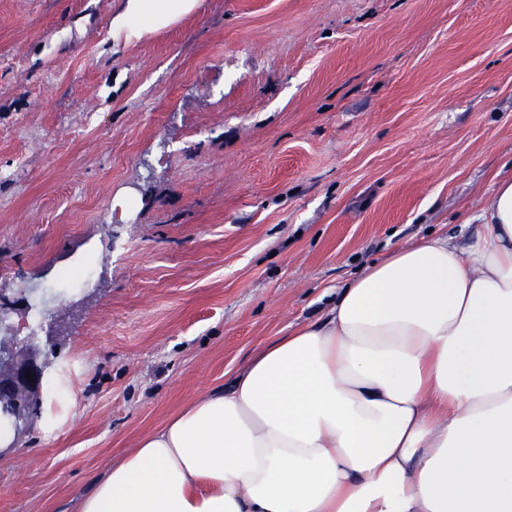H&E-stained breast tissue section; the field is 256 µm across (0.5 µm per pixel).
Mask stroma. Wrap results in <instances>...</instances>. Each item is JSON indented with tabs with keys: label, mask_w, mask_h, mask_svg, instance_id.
Segmentation results:
<instances>
[{
	"label": "stroma",
	"mask_w": 512,
	"mask_h": 512,
	"mask_svg": "<svg viewBox=\"0 0 512 512\" xmlns=\"http://www.w3.org/2000/svg\"><path fill=\"white\" fill-rule=\"evenodd\" d=\"M121 3L0 0V305L70 388L0 512H74L365 266L466 247L512 172V0H198L116 45Z\"/></svg>",
	"instance_id": "obj_1"
}]
</instances>
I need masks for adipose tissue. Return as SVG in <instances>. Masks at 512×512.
Masks as SVG:
<instances>
[{"label": "adipose tissue", "instance_id": "ef3b65f1", "mask_svg": "<svg viewBox=\"0 0 512 512\" xmlns=\"http://www.w3.org/2000/svg\"><path fill=\"white\" fill-rule=\"evenodd\" d=\"M197 0H125L113 40ZM467 250L425 237L338 288L118 459L77 512H512V174Z\"/></svg>", "mask_w": 512, "mask_h": 512}]
</instances>
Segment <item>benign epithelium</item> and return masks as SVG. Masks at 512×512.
I'll return each mask as SVG.
<instances>
[{
    "mask_svg": "<svg viewBox=\"0 0 512 512\" xmlns=\"http://www.w3.org/2000/svg\"><path fill=\"white\" fill-rule=\"evenodd\" d=\"M20 342L0 347V401L4 402L3 415L14 428H19L30 401L40 395L44 366L34 348L19 350ZM32 380H27L26 376Z\"/></svg>",
    "mask_w": 512,
    "mask_h": 512,
    "instance_id": "benign-epithelium-1",
    "label": "benign epithelium"
}]
</instances>
